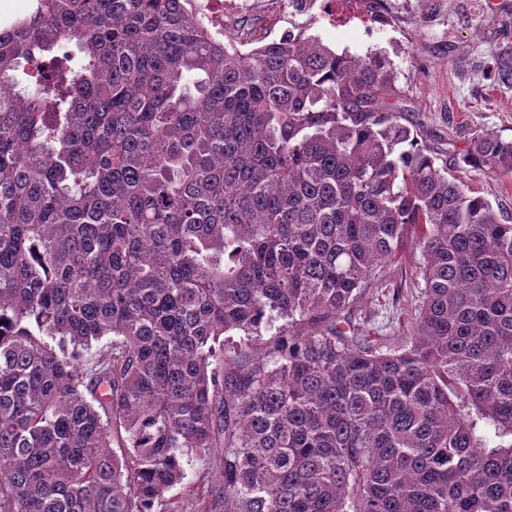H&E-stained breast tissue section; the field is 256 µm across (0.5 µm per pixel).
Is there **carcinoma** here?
I'll return each mask as SVG.
<instances>
[{"label":"carcinoma","instance_id":"1","mask_svg":"<svg viewBox=\"0 0 512 512\" xmlns=\"http://www.w3.org/2000/svg\"><path fill=\"white\" fill-rule=\"evenodd\" d=\"M189 4L0 23V512H166L213 448L224 512H512V224L389 117L385 53L238 54ZM407 240L393 342L350 309Z\"/></svg>","mask_w":512,"mask_h":512}]
</instances>
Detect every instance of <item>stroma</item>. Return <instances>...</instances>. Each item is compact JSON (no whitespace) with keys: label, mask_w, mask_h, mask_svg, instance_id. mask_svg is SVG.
<instances>
[{"label":"stroma","mask_w":512,"mask_h":512,"mask_svg":"<svg viewBox=\"0 0 512 512\" xmlns=\"http://www.w3.org/2000/svg\"><path fill=\"white\" fill-rule=\"evenodd\" d=\"M273 22L263 15L246 22L257 38L304 31L335 51L363 56L382 50L390 57L395 91L389 96L395 121L416 131L418 145L438 164L453 163L476 134L512 139V83L494 81L492 69L512 68V0H358L366 23L318 22L322 0ZM457 178L512 218V175L460 170ZM423 286L417 258L378 266L354 307L355 319L379 336H398L419 303ZM224 451L191 458L186 477L166 495L169 512H224L219 477Z\"/></svg>","instance_id":"1"}]
</instances>
